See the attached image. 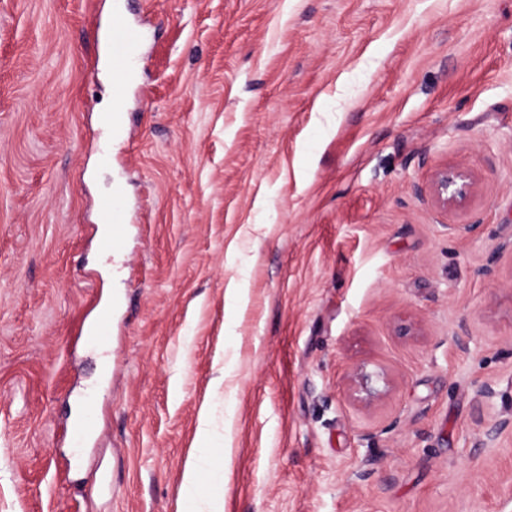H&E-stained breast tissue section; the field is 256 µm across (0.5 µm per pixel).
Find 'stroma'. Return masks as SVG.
Returning a JSON list of instances; mask_svg holds the SVG:
<instances>
[{
  "label": "stroma",
  "instance_id": "1",
  "mask_svg": "<svg viewBox=\"0 0 512 512\" xmlns=\"http://www.w3.org/2000/svg\"><path fill=\"white\" fill-rule=\"evenodd\" d=\"M112 3L0 0V512H195L204 409L224 512H512V0H128L116 139ZM113 11L116 15L109 21L108 39L115 61V69L119 72L113 80V96L120 103L125 93V85L130 82L138 62L141 37L137 31L121 20L119 15L122 13L118 3L113 4ZM122 74L123 80L121 79ZM473 184L471 176L466 172L445 166L435 172L429 193L441 208L463 207L471 196ZM371 384L372 375L367 373L364 368L357 367L353 371L351 375V385L354 394L366 403H371L383 395L381 391L373 388ZM208 427L207 410L204 409L200 418V435L202 438L201 447L194 456L192 462L187 467L183 475L182 489L186 497L198 503L196 512H219L217 509V500L224 496L217 497V488L224 491V483L227 481L228 464L231 459V448L224 436L219 448L211 447V433ZM217 452L222 458V468L216 474L212 473L210 478L212 490L206 487L201 480V476L211 473L212 453ZM225 468V471H224Z\"/></svg>",
  "mask_w": 512,
  "mask_h": 512
}]
</instances>
